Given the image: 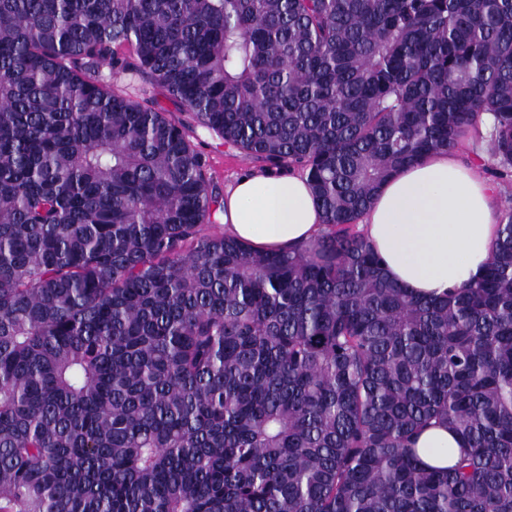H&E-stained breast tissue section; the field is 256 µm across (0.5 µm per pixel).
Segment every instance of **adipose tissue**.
Listing matches in <instances>:
<instances>
[{
  "label": "adipose tissue",
  "instance_id": "1",
  "mask_svg": "<svg viewBox=\"0 0 512 512\" xmlns=\"http://www.w3.org/2000/svg\"><path fill=\"white\" fill-rule=\"evenodd\" d=\"M499 189L481 166L438 150L390 178L362 218L361 229L382 258L385 276L415 297L439 296L478 276L497 235ZM324 218L308 181L288 172L252 171L224 193V233L257 251L315 240ZM426 464L445 467L457 437L441 426L419 438Z\"/></svg>",
  "mask_w": 512,
  "mask_h": 512
}]
</instances>
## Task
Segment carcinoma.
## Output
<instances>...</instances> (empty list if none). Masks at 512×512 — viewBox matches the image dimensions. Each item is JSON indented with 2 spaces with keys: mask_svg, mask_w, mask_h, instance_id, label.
Segmentation results:
<instances>
[{
  "mask_svg": "<svg viewBox=\"0 0 512 512\" xmlns=\"http://www.w3.org/2000/svg\"><path fill=\"white\" fill-rule=\"evenodd\" d=\"M127 75L325 231L203 234L224 197ZM484 114L511 187L512 0H0V512H512V205L440 298L357 229ZM420 458L426 464L447 467L453 463L460 448L457 437L442 426L428 428L417 443ZM429 448H432L429 450ZM449 450V452H448Z\"/></svg>",
  "mask_w": 512,
  "mask_h": 512,
  "instance_id": "cac0c4a2",
  "label": "carcinoma"
}]
</instances>
